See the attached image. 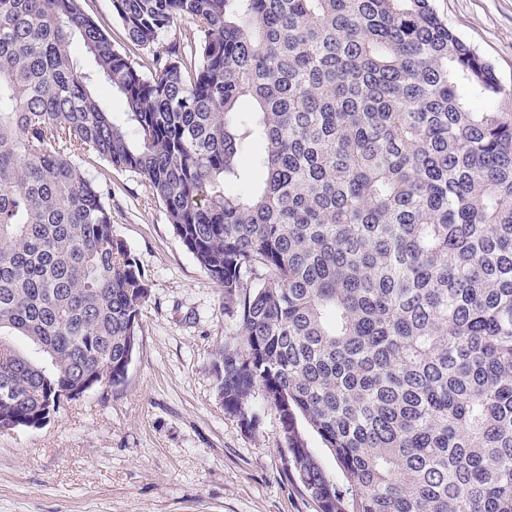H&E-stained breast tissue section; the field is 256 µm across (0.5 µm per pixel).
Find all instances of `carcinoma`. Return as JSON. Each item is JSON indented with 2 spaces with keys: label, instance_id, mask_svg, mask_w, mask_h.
Returning <instances> with one entry per match:
<instances>
[{
  "label": "carcinoma",
  "instance_id": "cac0c4a2",
  "mask_svg": "<svg viewBox=\"0 0 512 512\" xmlns=\"http://www.w3.org/2000/svg\"><path fill=\"white\" fill-rule=\"evenodd\" d=\"M112 8L150 74L80 0H0V430L126 380L151 289L92 152L238 310L217 393L251 428L262 388L319 512H512V88L432 0Z\"/></svg>",
  "mask_w": 512,
  "mask_h": 512
}]
</instances>
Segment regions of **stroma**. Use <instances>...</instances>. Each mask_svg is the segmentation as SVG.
Instances as JSON below:
<instances>
[{"label": "stroma", "mask_w": 512, "mask_h": 512, "mask_svg": "<svg viewBox=\"0 0 512 512\" xmlns=\"http://www.w3.org/2000/svg\"><path fill=\"white\" fill-rule=\"evenodd\" d=\"M436 13L512 88V0H432ZM113 46L150 68L112 0H81ZM86 175L112 191L116 235L151 284L123 385L66 404L43 428L0 432V512H317L290 476L279 415L262 389L244 428L225 412L216 353L241 339L224 290L174 235L134 173L92 154Z\"/></svg>", "instance_id": "stroma-1"}]
</instances>
